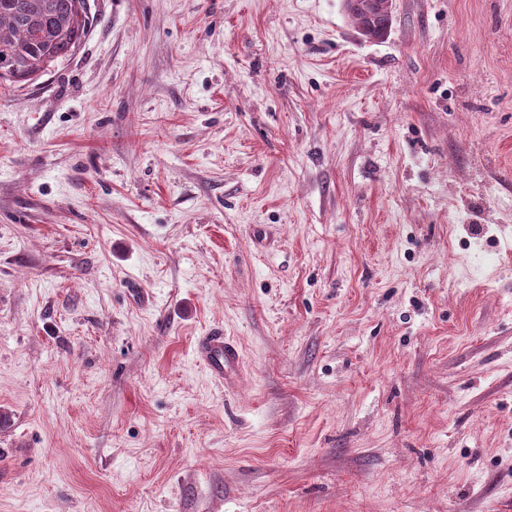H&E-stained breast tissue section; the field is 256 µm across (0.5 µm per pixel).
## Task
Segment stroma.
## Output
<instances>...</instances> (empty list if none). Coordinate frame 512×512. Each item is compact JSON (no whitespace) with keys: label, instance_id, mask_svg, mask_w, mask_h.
I'll return each instance as SVG.
<instances>
[{"label":"stroma","instance_id":"1","mask_svg":"<svg viewBox=\"0 0 512 512\" xmlns=\"http://www.w3.org/2000/svg\"><path fill=\"white\" fill-rule=\"evenodd\" d=\"M88 9L0 88V512H512V0ZM368 2H362V0H343L345 11L348 13L355 8H360L364 11L376 10L383 12L388 5L393 1L391 0H367ZM377 1V2H373ZM394 10L390 18H386L378 13H348V17L358 29L359 27H367L371 29V32L376 40H383L391 30L393 22ZM197 354L205 362L215 378L234 374L239 366L240 352L235 343L226 339L219 331L202 336L197 343Z\"/></svg>","mask_w":512,"mask_h":512}]
</instances>
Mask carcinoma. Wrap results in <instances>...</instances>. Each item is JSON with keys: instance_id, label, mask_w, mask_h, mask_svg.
<instances>
[{"instance_id": "cac0c4a2", "label": "carcinoma", "mask_w": 512, "mask_h": 512, "mask_svg": "<svg viewBox=\"0 0 512 512\" xmlns=\"http://www.w3.org/2000/svg\"><path fill=\"white\" fill-rule=\"evenodd\" d=\"M382 40L393 18L352 13ZM92 25L87 0H0V82L29 83L76 51Z\"/></svg>"}]
</instances>
